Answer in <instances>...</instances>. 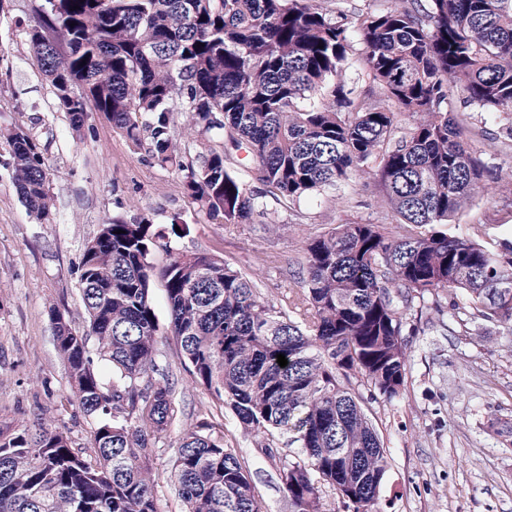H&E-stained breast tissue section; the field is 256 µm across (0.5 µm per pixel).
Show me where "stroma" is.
Listing matches in <instances>:
<instances>
[{
	"mask_svg": "<svg viewBox=\"0 0 512 512\" xmlns=\"http://www.w3.org/2000/svg\"><path fill=\"white\" fill-rule=\"evenodd\" d=\"M43 2L0 0V124L24 128L40 145L52 170L55 214L51 224L28 214L0 146V427L42 417L67 432L75 447L86 448L93 420L80 412L70 388L49 309L57 307L75 327H84L78 266L100 225L145 218L165 233L179 226L173 248L223 258L275 304L299 286L305 241L340 224H386L390 218L378 180L359 172L337 195L288 204L266 197L280 229L259 218L227 228L184 193L179 172L131 147L104 115L90 113L83 133L73 135L29 56L26 23ZM448 108L481 128L470 145L487 166L512 169V149L504 145L512 114L465 105L459 96ZM473 224L490 225L492 238L512 241V181L476 197L444 230L458 234ZM151 296L161 326L156 361L184 410L169 448L152 455L159 512H183L168 479L172 447L203 418L223 426L228 448L251 476L260 512H290L275 463L186 370L167 327L158 276ZM403 333L409 361L400 398L387 402L361 392L362 408L388 456L382 512H512V331L486 322L466 335L448 315L427 309L422 317H408Z\"/></svg>",
	"mask_w": 512,
	"mask_h": 512,
	"instance_id": "stroma-1",
	"label": "stroma"
}]
</instances>
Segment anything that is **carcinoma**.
Instances as JSON below:
<instances>
[{"label":"carcinoma","mask_w":512,"mask_h":512,"mask_svg":"<svg viewBox=\"0 0 512 512\" xmlns=\"http://www.w3.org/2000/svg\"><path fill=\"white\" fill-rule=\"evenodd\" d=\"M396 0L334 19L316 0H45L27 26L31 60L56 109L81 133L100 112L226 227L346 185L378 161L384 207L397 220L341 224L305 246V276L280 304L205 252L160 271L169 324L196 383L229 405L276 460L292 512H326L324 489L353 512H380L387 454L358 398L385 401L406 383L404 320L461 293L462 332L478 320L512 330V244L434 229L490 191L489 169L461 140L455 94L512 112V0ZM387 104L351 97L353 41ZM183 113L187 138H179ZM14 186L41 224L52 220L50 167L19 127H0ZM165 235L146 219L100 225L83 249L85 329L53 322L56 348L94 455L43 419L0 429V512H158L152 447L181 420L156 363L151 251ZM94 345H89L90 341ZM283 354L287 366L277 363ZM286 433L298 451L273 446ZM169 481L186 512H260L224 430L202 419L179 440Z\"/></svg>","instance_id":"obj_1"}]
</instances>
